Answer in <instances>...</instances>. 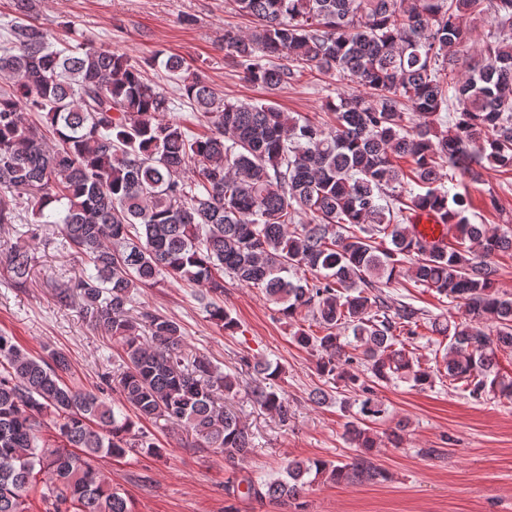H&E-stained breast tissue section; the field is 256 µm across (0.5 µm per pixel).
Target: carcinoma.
Returning <instances> with one entry per match:
<instances>
[{
	"instance_id": "carcinoma-1",
	"label": "carcinoma",
	"mask_w": 512,
	"mask_h": 512,
	"mask_svg": "<svg viewBox=\"0 0 512 512\" xmlns=\"http://www.w3.org/2000/svg\"><path fill=\"white\" fill-rule=\"evenodd\" d=\"M252 19L224 31L227 57L243 79L268 91L304 69L358 84L325 104L326 126L274 103L232 102L178 55H156L211 134L159 119L166 95L140 67L110 49H56L32 23H15L0 44V224L36 201L38 223L57 224L87 266L57 297L80 298V313L123 351L117 388L144 420L193 432L200 447L235 465L255 444L227 400L237 376L204 357H183L181 325L147 310L129 314L140 288L167 276L224 294V276L264 290L295 322L313 313L324 331L298 327L294 341L318 355L317 370L353 397L347 461H291L286 478L246 480L245 495L287 504L316 481L378 483L382 440L372 425L389 409L376 392L406 381L424 391L438 373L408 350L425 326L448 338L444 377L477 400H512V376L497 351L512 350V297L497 287L493 258L512 252V231L474 224L470 201L443 167L477 181L512 170V0H234ZM491 10L497 31L474 55L463 17ZM457 103V116H442ZM40 112L51 135L24 120ZM409 157L405 172L396 159ZM193 171L194 179L185 178ZM438 215L451 240H421L408 214ZM306 214L305 224L294 222ZM32 256L14 247L0 263L27 280ZM463 309L457 320L393 307L378 283L402 276ZM66 354L34 356L0 332V512H28L44 476L45 512H132L92 466L136 448L161 456L135 422L106 397L112 378L88 390L69 385ZM246 394L286 422L282 369L254 366ZM50 417L56 440L42 438Z\"/></svg>"
}]
</instances>
